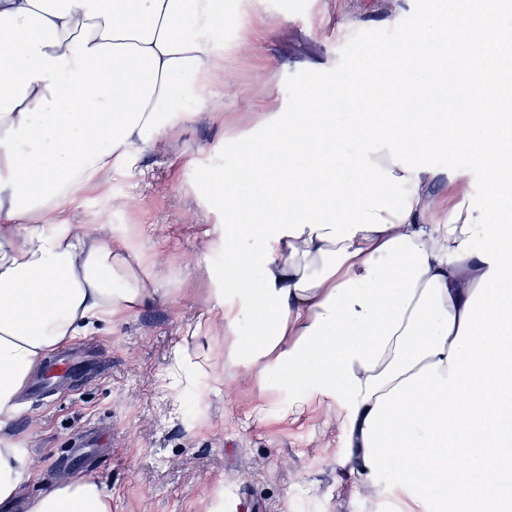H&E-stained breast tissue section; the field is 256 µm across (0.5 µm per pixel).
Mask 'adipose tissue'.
I'll list each match as a JSON object with an SVG mask.
<instances>
[{"mask_svg": "<svg viewBox=\"0 0 512 512\" xmlns=\"http://www.w3.org/2000/svg\"><path fill=\"white\" fill-rule=\"evenodd\" d=\"M502 18L499 0H427L326 101L256 113L266 159L210 182L215 197L235 186L237 218L213 230L224 285L199 328L254 379L258 419L283 395L293 421L343 407L337 486L393 492L395 512H512V239L489 207L512 199ZM228 23L250 29L224 0H0V503L30 468L5 427L31 373L168 297L132 234L63 209L135 177L200 108L222 110ZM398 99L409 110L373 120ZM439 149L484 168L488 204L464 205L458 175L429 162ZM29 512L112 500L82 478Z\"/></svg>", "mask_w": 512, "mask_h": 512, "instance_id": "obj_1", "label": "adipose tissue"}]
</instances>
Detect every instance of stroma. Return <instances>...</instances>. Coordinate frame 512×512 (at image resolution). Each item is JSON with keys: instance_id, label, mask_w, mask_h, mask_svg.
I'll list each match as a JSON object with an SVG mask.
<instances>
[{"instance_id": "obj_1", "label": "stroma", "mask_w": 512, "mask_h": 512, "mask_svg": "<svg viewBox=\"0 0 512 512\" xmlns=\"http://www.w3.org/2000/svg\"><path fill=\"white\" fill-rule=\"evenodd\" d=\"M364 22L347 34L322 0H264L268 21L255 45L224 28V120L209 117L179 130L177 152L147 155L142 172L112 181L107 194L70 206L73 222L92 223L103 210L112 229L134 227L168 288L164 303L71 344L90 362L87 375L23 400L9 423L31 472L22 492L0 512H28L32 500L66 481L90 477L112 496V512H391L390 495H340L339 412L305 414L269 427L246 402L256 387L247 372L220 361L215 372L186 380L175 367L188 336L221 287L224 254L210 247L204 225L224 221V203L209 194L210 171L262 155L269 135L253 113L273 105L290 112L302 90L349 78L362 49L396 44L416 26L424 0H397L398 27L379 24L377 0H353ZM207 155L190 167L189 155ZM431 163L462 175L468 200L487 198L482 170L440 150ZM132 206H124V199Z\"/></svg>"}]
</instances>
